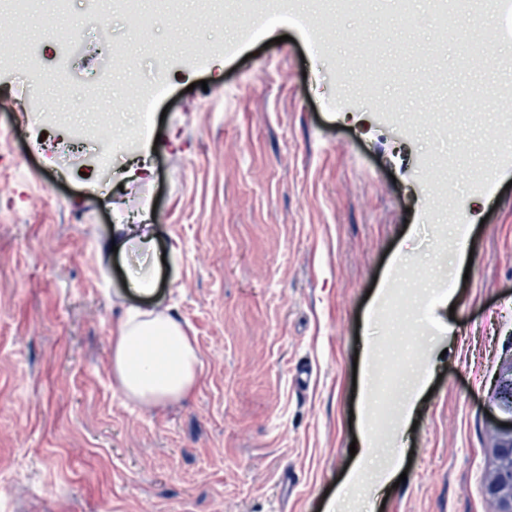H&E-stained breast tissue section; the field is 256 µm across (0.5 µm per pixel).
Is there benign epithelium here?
<instances>
[{"label":"benign epithelium","instance_id":"1","mask_svg":"<svg viewBox=\"0 0 512 512\" xmlns=\"http://www.w3.org/2000/svg\"><path fill=\"white\" fill-rule=\"evenodd\" d=\"M494 402L509 417L507 425H498L494 430L495 461L486 493L498 503V512H512V360L499 372Z\"/></svg>","mask_w":512,"mask_h":512}]
</instances>
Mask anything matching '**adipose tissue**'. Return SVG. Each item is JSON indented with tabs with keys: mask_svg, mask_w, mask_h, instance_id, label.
Returning <instances> with one entry per match:
<instances>
[{
	"mask_svg": "<svg viewBox=\"0 0 512 512\" xmlns=\"http://www.w3.org/2000/svg\"><path fill=\"white\" fill-rule=\"evenodd\" d=\"M198 354L180 322L163 311L128 308L112 329V374L128 399L146 406L182 398L198 376ZM380 442L372 424L360 436L356 463L325 512H342L370 481L390 483L399 462L389 457L372 467Z\"/></svg>",
	"mask_w": 512,
	"mask_h": 512,
	"instance_id": "ef3b65f1",
	"label": "adipose tissue"
}]
</instances>
